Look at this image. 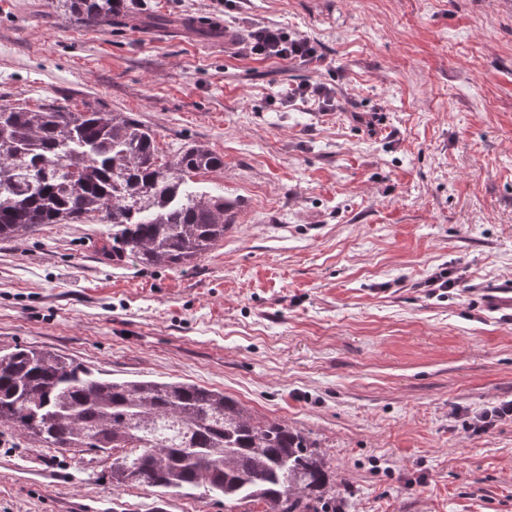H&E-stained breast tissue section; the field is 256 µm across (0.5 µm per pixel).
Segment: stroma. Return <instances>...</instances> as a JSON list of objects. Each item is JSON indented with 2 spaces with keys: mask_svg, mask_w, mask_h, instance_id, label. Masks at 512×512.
<instances>
[{
  "mask_svg": "<svg viewBox=\"0 0 512 512\" xmlns=\"http://www.w3.org/2000/svg\"><path fill=\"white\" fill-rule=\"evenodd\" d=\"M261 25L315 60L250 54ZM52 99L223 155L198 183L233 222L179 267L113 262L108 224L0 241V350L224 391L310 433L349 512H512V418L472 428L512 399V315L477 294L512 278V0H132L120 27L0 0V104ZM109 464L2 425L0 512H228Z\"/></svg>",
  "mask_w": 512,
  "mask_h": 512,
  "instance_id": "stroma-1",
  "label": "stroma"
}]
</instances>
